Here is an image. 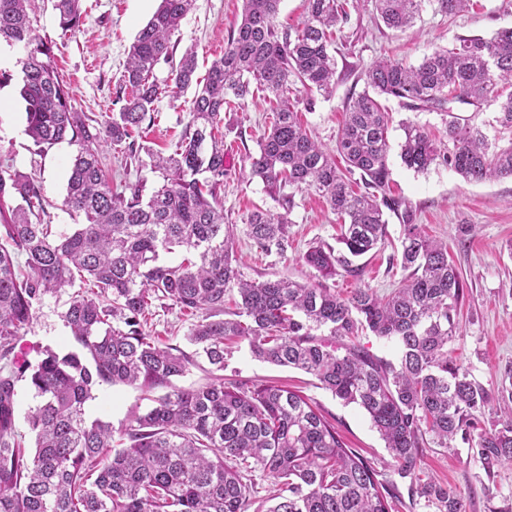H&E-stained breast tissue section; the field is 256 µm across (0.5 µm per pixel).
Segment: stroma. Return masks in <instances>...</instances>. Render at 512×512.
<instances>
[{"mask_svg": "<svg viewBox=\"0 0 512 512\" xmlns=\"http://www.w3.org/2000/svg\"><path fill=\"white\" fill-rule=\"evenodd\" d=\"M158 5L159 0H82V22L66 33L58 25L50 0H30L34 32L50 46L73 104L89 118L101 121L118 111L116 86L129 47ZM241 12L242 0H194L176 39L179 50L195 49L198 77H205L211 63L223 56L228 34ZM511 26L512 0H471L467 9L452 16L440 12L436 0H426L413 27L404 31L389 29L378 19L374 0H356L347 22L336 32V88L328 97L311 96L297 89L301 120L318 141L334 146L345 104L364 90L363 72L372 62L390 58L416 63L433 48L453 46L461 37H487ZM4 50L9 58L0 63V72L8 74L9 79L0 84V165L33 177L49 204L54 230H73L79 218L66 210L63 200L75 148L62 143L44 155L35 154L25 133V103L19 95L20 60L26 49L8 44ZM385 107L391 117L388 139L392 192L412 210L415 223L447 241L448 257L467 284L461 305L463 335L454 343L453 355L487 389L496 390L512 375V179L468 183L442 165L431 166L423 173L407 169L399 156L403 122L427 125L440 140L445 137L444 126L437 113L411 111L394 99L386 101ZM271 108V103L257 92L240 100L220 124L224 153L234 160L219 191L228 223L243 224L254 209L273 206L262 183L251 179L247 160L248 154L256 152L257 141L270 124ZM187 121L183 101L161 98L154 123L146 129L142 142L162 153H172ZM294 201L284 254L265 255L246 237H239L236 256L243 279L261 281L283 276L333 288L344 296L358 287L384 295L399 285L404 273L392 258L403 236L400 218L389 216L384 244L357 259L355 272L341 270L325 279L306 265L302 256L312 245H335L340 226L335 214L314 193L296 191ZM461 224L474 225V235L461 239L457 231ZM70 296L65 290L45 298L22 340L25 348L49 347L63 353L74 349L75 342L62 318ZM223 375L255 384L277 383L299 391L335 423L348 446L366 457L381 478H392L389 454L366 414L335 398L314 377L260 361L244 342L232 345ZM149 405L139 388L103 385L95 390L86 412L89 417L110 422L118 431L128 424L132 412L145 411ZM420 476L460 494L467 512H512V461L485 472L463 441H455L450 448L425 446Z\"/></svg>", "mask_w": 512, "mask_h": 512, "instance_id": "obj_1", "label": "stroma"}]
</instances>
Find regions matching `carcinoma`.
I'll return each mask as SVG.
<instances>
[{"label":"carcinoma","mask_w":512,"mask_h":512,"mask_svg":"<svg viewBox=\"0 0 512 512\" xmlns=\"http://www.w3.org/2000/svg\"><path fill=\"white\" fill-rule=\"evenodd\" d=\"M28 2L0 0V39L28 48L21 97L35 152L64 141L77 147L63 205L85 223L70 234L54 232L41 223L46 204L34 179L0 169V512H391L394 484L379 481L299 393L222 377L189 388L174 383L203 369L202 360L224 370L230 339L247 342L264 362L311 375L361 408L385 442L393 473L411 480L424 506L466 512L455 492L420 479L421 448L429 440L450 448L460 438L489 474L512 461V414L484 425L492 397L452 356L466 283L448 260V245L424 234L391 194V117L381 99L442 116L446 151L425 126L402 125L407 168L422 173L442 164L466 182L512 178V141L502 147L454 112L456 104L493 101L495 122L512 132V91L497 89L512 78V28L437 47L416 65L370 64L365 89L348 100L333 151L307 133L290 94L298 82L321 95L335 90L331 30L348 19L340 0H307L303 22L286 30L276 25L281 0H243L224 56L202 82L194 52L176 63L171 45L193 0H160L129 48L117 90L124 104L97 125L71 103L50 49L35 37ZM51 2L63 31L79 26L81 0ZM423 2L375 0V6L386 27L404 30ZM163 62L169 71L160 83L154 71ZM253 86L277 104L257 152L247 156L250 177L261 180L275 206L252 211L244 234L261 252L284 254L295 206L285 189L312 191L342 221V248L312 246L302 259L332 277L384 242L386 213L399 215L404 232L396 262L407 275L390 293L357 288L342 296L283 278L242 279L237 225L226 223L218 196L224 184L218 132L221 113ZM191 88L189 121L175 151L163 156L142 146L139 131L153 123L161 96ZM108 145L125 164L159 174L162 185L146 200L141 181L112 190L102 162ZM7 194L15 206L1 203ZM177 248L179 263L160 262ZM77 274L93 288L74 292L63 318L81 352L39 347L31 360L20 341L35 310L46 296L72 287ZM234 290L239 300L230 312L225 298ZM156 304L196 317L187 334L194 354L147 330ZM366 330L395 345L397 362L357 341ZM22 380L37 398L27 417L32 454L15 424ZM103 384L167 392L116 433L110 423L86 417L85 404ZM265 484L274 494L260 496Z\"/></svg>","instance_id":"obj_1"}]
</instances>
